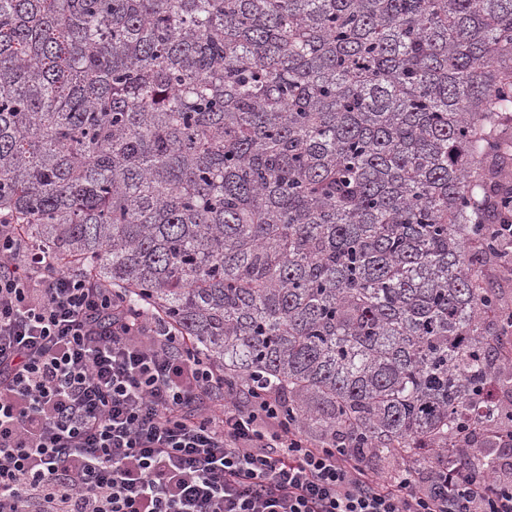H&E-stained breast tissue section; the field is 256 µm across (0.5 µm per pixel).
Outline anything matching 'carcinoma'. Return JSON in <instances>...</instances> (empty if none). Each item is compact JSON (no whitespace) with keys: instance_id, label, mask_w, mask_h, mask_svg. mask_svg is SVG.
<instances>
[{"instance_id":"carcinoma-1","label":"carcinoma","mask_w":512,"mask_h":512,"mask_svg":"<svg viewBox=\"0 0 512 512\" xmlns=\"http://www.w3.org/2000/svg\"><path fill=\"white\" fill-rule=\"evenodd\" d=\"M506 122L512 0H0V224L363 466L497 467ZM487 233L499 241L500 250L490 263L494 272L495 280L501 279L502 275L508 273L512 276V224H488Z\"/></svg>"}]
</instances>
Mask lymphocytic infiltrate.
<instances>
[{"mask_svg": "<svg viewBox=\"0 0 512 512\" xmlns=\"http://www.w3.org/2000/svg\"><path fill=\"white\" fill-rule=\"evenodd\" d=\"M281 402L0 224V512H512V428L493 475L383 478Z\"/></svg>", "mask_w": 512, "mask_h": 512, "instance_id": "f902f5d3", "label": "lymphocytic infiltrate"}]
</instances>
